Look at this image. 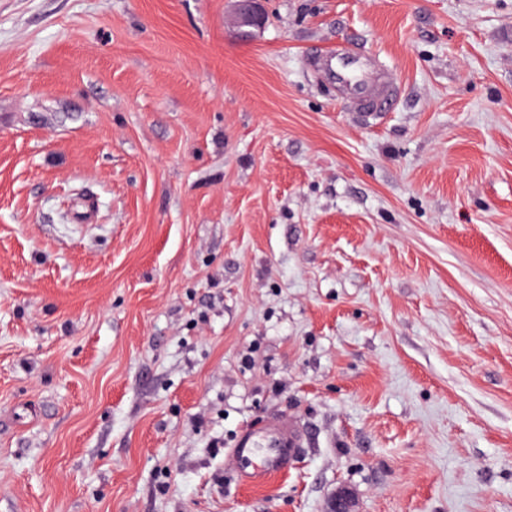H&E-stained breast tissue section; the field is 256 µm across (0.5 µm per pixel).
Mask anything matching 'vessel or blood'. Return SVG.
<instances>
[{"instance_id":"b4317fda","label":"vessel or blood","mask_w":512,"mask_h":512,"mask_svg":"<svg viewBox=\"0 0 512 512\" xmlns=\"http://www.w3.org/2000/svg\"><path fill=\"white\" fill-rule=\"evenodd\" d=\"M342 97L367 116L390 111L396 101L395 82L388 71L378 69L370 54L353 47L320 50L313 62ZM299 445L296 431L278 423L266 431L240 439L232 450L241 476L259 482L287 472Z\"/></svg>"}]
</instances>
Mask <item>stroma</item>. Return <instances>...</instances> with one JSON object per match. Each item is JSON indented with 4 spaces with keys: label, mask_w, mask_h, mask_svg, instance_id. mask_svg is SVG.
I'll return each instance as SVG.
<instances>
[{
    "label": "stroma",
    "mask_w": 512,
    "mask_h": 512,
    "mask_svg": "<svg viewBox=\"0 0 512 512\" xmlns=\"http://www.w3.org/2000/svg\"><path fill=\"white\" fill-rule=\"evenodd\" d=\"M231 9L0 0V512H512V0ZM236 23L242 36H247L250 30L244 28L259 27L264 21L261 0H237ZM351 105L373 117L390 111L396 101V87L391 74L380 70L370 54L353 47L321 49L313 62ZM298 445L296 431L288 422H281L240 439L232 448V457L241 476L260 482L267 476L287 472Z\"/></svg>",
    "instance_id": "stroma-1"
}]
</instances>
